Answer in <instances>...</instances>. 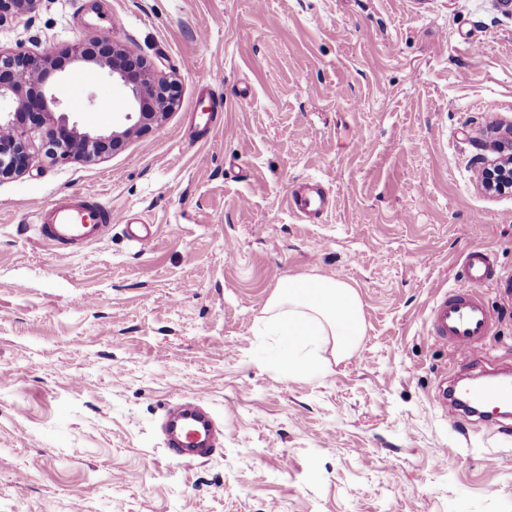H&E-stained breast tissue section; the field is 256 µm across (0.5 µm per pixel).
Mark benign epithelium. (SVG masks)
<instances>
[{
  "label": "benign epithelium",
  "instance_id": "7a95c632",
  "mask_svg": "<svg viewBox=\"0 0 512 512\" xmlns=\"http://www.w3.org/2000/svg\"><path fill=\"white\" fill-rule=\"evenodd\" d=\"M38 0H0V22L32 10ZM68 64L91 65L104 71L126 90L130 125L103 133L79 128L70 121L56 85ZM12 102L0 110V179L25 172L32 160L28 135L40 131L47 153L55 160L90 159L117 150L133 136L143 134L175 105L172 82L158 75L146 56L128 45H117L105 35L79 39L64 51L41 54L0 50V100ZM493 157L477 173L479 186L489 193L512 192V125L501 129L491 145Z\"/></svg>",
  "mask_w": 512,
  "mask_h": 512
}]
</instances>
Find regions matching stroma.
I'll return each mask as SVG.
<instances>
[{
    "label": "stroma",
    "instance_id": "obj_1",
    "mask_svg": "<svg viewBox=\"0 0 512 512\" xmlns=\"http://www.w3.org/2000/svg\"><path fill=\"white\" fill-rule=\"evenodd\" d=\"M101 33L177 103L92 161L32 134L28 171L0 181V512H512V429H459L435 402L444 373L512 368V307L484 287L498 319L468 360L426 323L469 250L512 272V193L475 179L486 130L512 122V0H39L0 49ZM75 74L70 119L111 130L124 91ZM310 179L332 199L312 222L284 202ZM65 196L107 203L111 234L40 242L36 207ZM311 275L356 289L365 334L289 377L256 323ZM192 393L224 437L182 465L157 424Z\"/></svg>",
    "mask_w": 512,
    "mask_h": 512
}]
</instances>
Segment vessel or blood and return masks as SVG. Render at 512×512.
I'll return each instance as SVG.
<instances>
[{
    "label": "vessel or blood",
    "instance_id": "obj_1",
    "mask_svg": "<svg viewBox=\"0 0 512 512\" xmlns=\"http://www.w3.org/2000/svg\"><path fill=\"white\" fill-rule=\"evenodd\" d=\"M289 209L312 221L328 208L331 198L318 182H305L286 193ZM42 239L52 247L84 245L106 238L112 231L110 212L103 202L73 204L58 200L36 210ZM461 287L437 296L427 314L428 333L449 347L451 356L477 353L491 333L496 316L485 305L482 290L494 282L502 304L512 303V273L493 275L488 254L474 249L465 254L460 268ZM491 382L470 385L457 378L442 380L436 402L449 422H479L505 426L512 407V384L501 381L500 370H491ZM161 434L166 455L185 465L209 459L219 445L224 426L199 397H184L168 404Z\"/></svg>",
    "mask_w": 512,
    "mask_h": 512
}]
</instances>
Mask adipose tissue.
Masks as SVG:
<instances>
[{"label":"adipose tissue","mask_w":512,"mask_h":512,"mask_svg":"<svg viewBox=\"0 0 512 512\" xmlns=\"http://www.w3.org/2000/svg\"><path fill=\"white\" fill-rule=\"evenodd\" d=\"M261 333L281 346L278 367L291 375L314 377L324 352L346 358L365 334L362 306L348 283L320 275L281 281L267 302Z\"/></svg>","instance_id":"adipose-tissue-1"}]
</instances>
